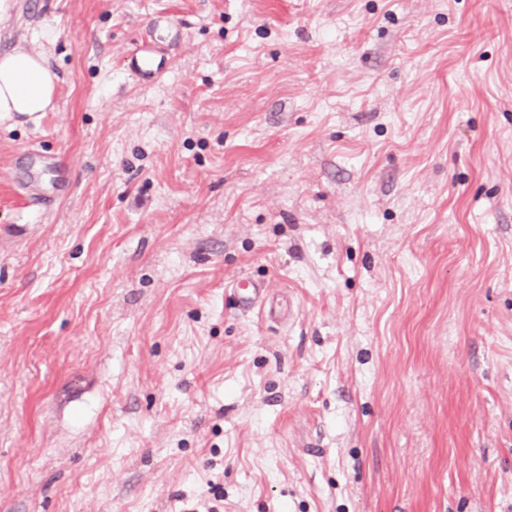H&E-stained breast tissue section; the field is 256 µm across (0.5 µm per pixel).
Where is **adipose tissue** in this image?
Listing matches in <instances>:
<instances>
[{"instance_id":"adipose-tissue-1","label":"adipose tissue","mask_w":512,"mask_h":512,"mask_svg":"<svg viewBox=\"0 0 512 512\" xmlns=\"http://www.w3.org/2000/svg\"><path fill=\"white\" fill-rule=\"evenodd\" d=\"M56 74L38 52L0 55V112L35 115L53 106Z\"/></svg>"}]
</instances>
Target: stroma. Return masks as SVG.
<instances>
[{"instance_id": "35a3bbf8", "label": "stroma", "mask_w": 512, "mask_h": 512, "mask_svg": "<svg viewBox=\"0 0 512 512\" xmlns=\"http://www.w3.org/2000/svg\"><path fill=\"white\" fill-rule=\"evenodd\" d=\"M10 4L0 512H512V0ZM56 74L40 52L0 56V112L35 115L53 108ZM130 69L138 75L154 78L166 67V61L157 59L152 51L144 48L129 62Z\"/></svg>"}]
</instances>
